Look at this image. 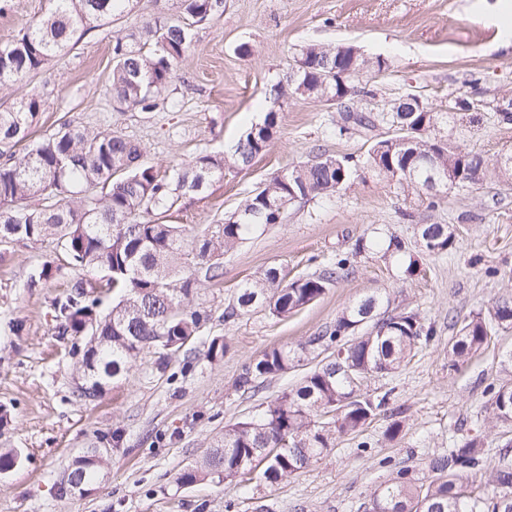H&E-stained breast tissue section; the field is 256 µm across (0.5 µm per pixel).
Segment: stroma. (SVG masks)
<instances>
[{"label":"stroma","instance_id":"1","mask_svg":"<svg viewBox=\"0 0 512 512\" xmlns=\"http://www.w3.org/2000/svg\"><path fill=\"white\" fill-rule=\"evenodd\" d=\"M159 6L134 0L132 11L82 36L51 73L6 91L9 99L41 97L35 137L66 122L109 125L140 142L162 172L201 153L224 152L223 179L179 198L163 215L164 223L193 230L233 212L273 174L316 155L349 158L358 171L336 193L295 203L281 223L257 227L226 253L218 277L200 279L192 297L193 308L208 315L198 335L163 369L154 351H143L94 399L79 389L85 342L57 336L52 302L72 280H95L98 272L68 265L31 288V270L55 257V242L0 246V408L10 416L0 428V451L21 455L17 467L0 472V512H364L392 470L423 467L469 437H480L487 466L497 465L512 429L490 423L485 407L512 350V327L497 329L455 365L448 347L465 320L512 301V184L492 176L429 197L377 175L367 159L370 147L393 132L384 105L404 94L439 112L470 101L471 110L459 112L442 135L491 164L512 155V122H500L494 110L499 99H512V49L495 46L499 0H224L223 14L194 27L166 103L150 113L110 110L112 34L134 30ZM49 8L50 0H9L0 13V43ZM242 44L249 54L238 53ZM306 44H352L385 60L373 97L353 103L372 112V130L337 136V104L289 95L271 100ZM272 108L277 136L250 167H237L229 159L235 143ZM421 224L456 225L455 248L428 254L417 235ZM392 237L404 242L403 253L383 251ZM339 253L352 254L353 263L316 301L284 317L259 305L225 319L240 285L267 267L289 282L321 273ZM368 295L381 297L390 312H419L433 335L401 369L366 382L368 395L388 401L360 433L337 437L303 473L275 483H176L225 427L294 388L324 354L240 388L250 364L270 349L298 348ZM214 339L225 346L215 360L207 355ZM395 422L400 433L386 438ZM93 448L104 462L101 483L88 495L59 497L61 473Z\"/></svg>","mask_w":512,"mask_h":512}]
</instances>
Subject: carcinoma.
I'll use <instances>...</instances> for the list:
<instances>
[{
  "instance_id": "obj_1",
  "label": "carcinoma",
  "mask_w": 512,
  "mask_h": 512,
  "mask_svg": "<svg viewBox=\"0 0 512 512\" xmlns=\"http://www.w3.org/2000/svg\"><path fill=\"white\" fill-rule=\"evenodd\" d=\"M52 2L44 18L0 43V93L31 74L48 71L91 24L112 22L132 0ZM162 2L137 31L112 36V101L130 110H155L190 48L191 27L224 11V0ZM298 56L303 66L293 74L291 94L341 104L351 100L355 88L364 96L373 95L356 82L386 68L385 61L369 59L352 45L307 44ZM413 102L410 94L395 100L390 120L408 128L376 142L369 152L370 166L422 192L433 170L474 185L483 182L489 164L481 154L433 136L438 126L448 122V113L426 104L423 110L411 112ZM40 110L41 100L33 96L0 105V244L52 239L60 260L103 273L97 282H73V291L54 306L57 334L86 338L81 369L94 397L142 351L156 349L163 366L169 352L197 335L207 315L190 306L197 279L187 264L205 270L207 278L218 276L221 257L245 234L261 224L278 223L296 200L335 193L356 172L345 159L317 155L298 168L274 174L236 211L189 235L180 224L160 222L157 213L172 208L181 195L202 194L223 179L224 154H201L162 176L145 161L143 147L123 132L110 126L89 130L66 125L29 144L18 158L15 147L30 138ZM277 128V112L272 109L263 122L242 133L233 150L234 162L242 168L250 166L266 151ZM96 187L105 192L93 194ZM36 197L43 201L37 208L28 204ZM424 231L431 234L432 244L424 247L432 255L456 245L458 229L453 225L424 224L419 232ZM349 265V257L339 256L321 274L287 284L278 269L270 267L240 286L237 305L225 317L259 303L276 317L286 316L317 300ZM59 270L56 261H44L30 273L28 286L43 287ZM380 308V299L368 296L346 307L332 329L310 338L300 352L279 348L264 352L240 377L241 386L295 367L307 351L321 349L329 355L298 387L226 428L198 464L177 474V484L204 479L242 483L259 466L267 481L277 482L310 467L333 447L336 435L354 434L370 423L387 396L374 399L354 388L346 372L336 370V363L343 362L360 379L391 373L407 364L432 336L418 314ZM362 321L371 323V331L357 336V323ZM509 326L512 302H498L471 317L450 347L452 361L467 359L488 342L495 328ZM501 368L505 378L490 387L486 414L497 424L511 426V351ZM427 468L426 483L413 467L393 471L373 493L368 512H512V447L505 446L491 468L495 491L490 495L473 480L486 470L483 443L477 436L432 458ZM100 473L96 454L78 458L61 478L58 495L92 490Z\"/></svg>"
}]
</instances>
